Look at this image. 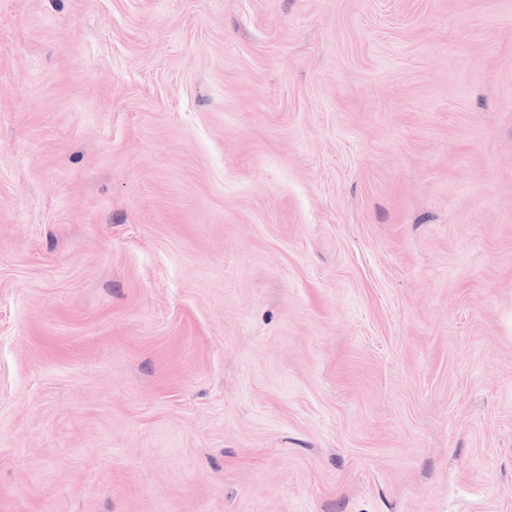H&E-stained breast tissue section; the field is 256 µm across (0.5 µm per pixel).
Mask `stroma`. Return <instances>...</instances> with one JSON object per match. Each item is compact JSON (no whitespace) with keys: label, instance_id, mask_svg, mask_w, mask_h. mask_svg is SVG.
<instances>
[{"label":"stroma","instance_id":"35a3bbf8","mask_svg":"<svg viewBox=\"0 0 512 512\" xmlns=\"http://www.w3.org/2000/svg\"><path fill=\"white\" fill-rule=\"evenodd\" d=\"M0 512H512V0H0Z\"/></svg>","mask_w":512,"mask_h":512}]
</instances>
